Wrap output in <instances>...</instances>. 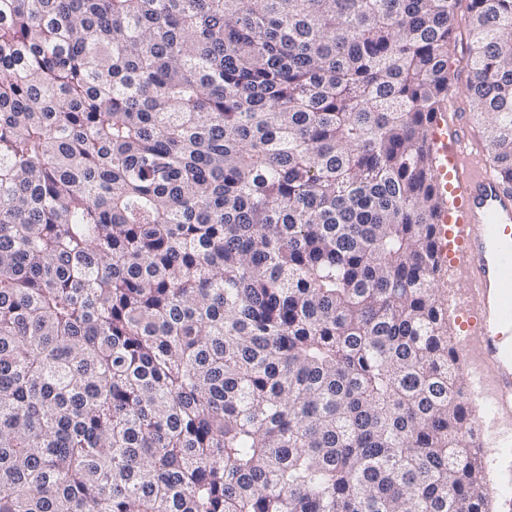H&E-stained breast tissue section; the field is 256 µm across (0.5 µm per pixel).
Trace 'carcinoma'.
I'll use <instances>...</instances> for the list:
<instances>
[{
    "label": "carcinoma",
    "instance_id": "obj_1",
    "mask_svg": "<svg viewBox=\"0 0 512 512\" xmlns=\"http://www.w3.org/2000/svg\"><path fill=\"white\" fill-rule=\"evenodd\" d=\"M458 0H0V512H490L439 292ZM468 94L512 181V0Z\"/></svg>",
    "mask_w": 512,
    "mask_h": 512
}]
</instances>
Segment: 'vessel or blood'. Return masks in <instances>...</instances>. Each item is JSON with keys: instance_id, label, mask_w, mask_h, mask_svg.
I'll return each mask as SVG.
<instances>
[{"instance_id": "1", "label": "vessel or blood", "mask_w": 512, "mask_h": 512, "mask_svg": "<svg viewBox=\"0 0 512 512\" xmlns=\"http://www.w3.org/2000/svg\"><path fill=\"white\" fill-rule=\"evenodd\" d=\"M436 150L445 163L436 170L452 197L441 224L453 225L439 251L455 249L456 270L470 288L475 331L463 341L476 357L471 392L490 390L498 413L512 412V184L486 162V148L464 122H438Z\"/></svg>"}]
</instances>
